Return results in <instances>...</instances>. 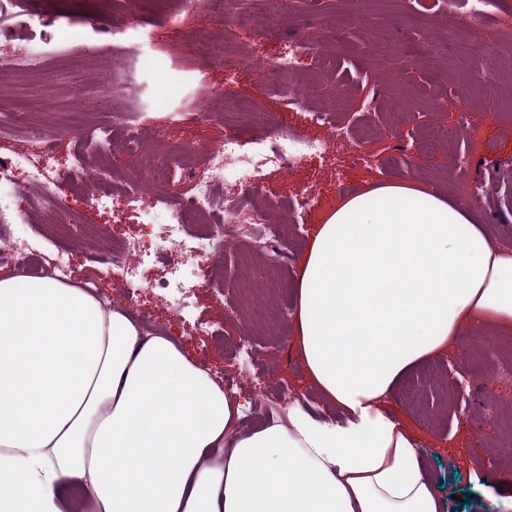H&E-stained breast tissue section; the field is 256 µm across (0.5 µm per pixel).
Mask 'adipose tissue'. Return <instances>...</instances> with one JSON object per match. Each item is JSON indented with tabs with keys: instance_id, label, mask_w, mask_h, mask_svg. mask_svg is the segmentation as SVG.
<instances>
[{
	"instance_id": "adipose-tissue-1",
	"label": "adipose tissue",
	"mask_w": 512,
	"mask_h": 512,
	"mask_svg": "<svg viewBox=\"0 0 512 512\" xmlns=\"http://www.w3.org/2000/svg\"><path fill=\"white\" fill-rule=\"evenodd\" d=\"M420 196H347L303 255L296 340L337 423L238 431L239 400L170 337L78 284L1 274L0 512H62L72 487L92 512H438L384 399L462 328L512 326V251Z\"/></svg>"
}]
</instances>
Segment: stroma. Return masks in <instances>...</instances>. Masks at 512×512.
<instances>
[{"instance_id": "stroma-1", "label": "stroma", "mask_w": 512, "mask_h": 512, "mask_svg": "<svg viewBox=\"0 0 512 512\" xmlns=\"http://www.w3.org/2000/svg\"><path fill=\"white\" fill-rule=\"evenodd\" d=\"M18 7L35 20L29 38L40 64L33 78L0 76V119L14 124L4 149L27 150L26 128L38 125L49 169L61 168L66 154L81 144L68 122L74 112L87 129L124 113L139 123L146 147L155 128H168L174 136L190 128L200 157L225 133L249 123L247 114L225 113L228 93L311 136L320 129L309 113L333 110L336 95L345 102L337 123L352 132L364 124L375 127L362 159H354L349 140L341 138L326 154L303 162L295 178L264 176L265 187L282 201H292L299 189L318 200L304 223L288 230L278 259L279 288L264 287L259 277L269 268L248 252L203 246L193 255L194 262L216 265L227 278L223 288L196 289L177 315L185 327L177 343L225 390L239 394L241 430L268 422L254 405L256 393L272 399L286 389L302 397L312 415L337 414L308 383L295 342H281L256 325L250 311L271 299L294 309L302 256L342 196L387 180L408 181L427 194L463 203L491 245L512 249V214L490 211L481 199L489 176L512 165V0H496L491 12L504 19L495 26L470 25L462 0H279L274 25L259 23L251 32L236 25L246 13L245 0H228L219 16L210 14L207 0H198L194 11L180 0H168L162 9L148 0H110L105 9L92 0H0V18L10 19ZM114 22L126 25L123 35H113ZM367 28L421 52L380 61L363 36ZM301 43L316 47L320 70L303 68L269 87L259 76L242 75L249 56L272 63ZM465 43L478 45L479 54L461 56ZM144 57L156 58L157 68L141 66ZM117 80L134 83L137 97L113 101L107 89ZM291 86L303 87V107L289 105ZM445 96L463 100L464 110L440 111L437 101ZM203 98L212 102L210 114L196 109ZM440 124L457 131L456 150L466 163L424 146L425 133ZM465 189L471 202L462 200ZM60 193L70 213L54 214L48 203L27 206L18 229L0 226V240L15 253L34 255L47 274L57 259L70 258L87 270L100 300L123 308L144 332H164L169 311L156 284L170 276L167 258L143 266V286L131 302L112 268L113 239L135 238L140 213L124 207L100 212L67 181ZM230 301L242 305L241 314L227 312ZM199 324L209 335L193 334ZM245 335L260 359L251 370L234 349ZM457 381L466 403L455 401ZM385 405L415 433L440 512H512V458L501 453L512 444V330L463 328L455 346L407 372Z\"/></svg>"}]
</instances>
